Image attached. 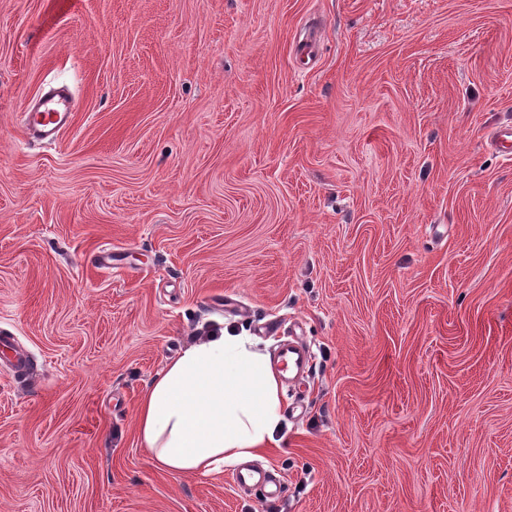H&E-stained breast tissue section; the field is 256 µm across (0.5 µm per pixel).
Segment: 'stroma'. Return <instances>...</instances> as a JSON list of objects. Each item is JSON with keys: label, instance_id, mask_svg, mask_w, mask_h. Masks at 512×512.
<instances>
[{"label": "stroma", "instance_id": "stroma-1", "mask_svg": "<svg viewBox=\"0 0 512 512\" xmlns=\"http://www.w3.org/2000/svg\"><path fill=\"white\" fill-rule=\"evenodd\" d=\"M505 125L512 0H0V512H512ZM222 325L312 355L274 500L136 439ZM34 112L26 114V133L47 142H53L58 134L71 123V104L65 95L48 92L34 104ZM33 105V106H34Z\"/></svg>", "mask_w": 512, "mask_h": 512}]
</instances>
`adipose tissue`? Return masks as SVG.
Returning a JSON list of instances; mask_svg holds the SVG:
<instances>
[{
    "label": "adipose tissue",
    "instance_id": "ef3b65f1",
    "mask_svg": "<svg viewBox=\"0 0 512 512\" xmlns=\"http://www.w3.org/2000/svg\"><path fill=\"white\" fill-rule=\"evenodd\" d=\"M137 435L174 474L223 472L278 445L279 373L246 333L222 330L185 347L150 384Z\"/></svg>",
    "mask_w": 512,
    "mask_h": 512
}]
</instances>
